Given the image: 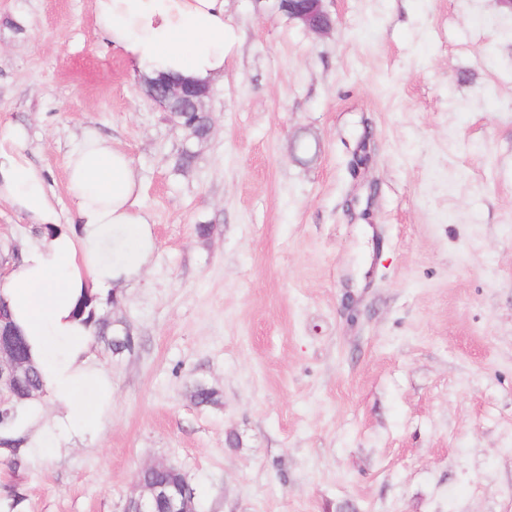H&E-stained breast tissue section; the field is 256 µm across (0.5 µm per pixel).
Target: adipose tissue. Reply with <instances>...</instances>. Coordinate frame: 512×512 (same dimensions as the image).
Returning a JSON list of instances; mask_svg holds the SVG:
<instances>
[{"label": "adipose tissue", "mask_w": 512, "mask_h": 512, "mask_svg": "<svg viewBox=\"0 0 512 512\" xmlns=\"http://www.w3.org/2000/svg\"><path fill=\"white\" fill-rule=\"evenodd\" d=\"M96 29L134 76H181L214 85L224 76V0H93ZM23 130H0V202L54 234L26 241L0 278V298L26 337L32 363L61 414L42 448L96 434L112 380L91 356V329L75 314L85 295L106 302L140 278L154 250L151 216L127 152L86 128L65 156L70 207L60 213L46 176L26 157Z\"/></svg>", "instance_id": "adipose-tissue-1"}]
</instances>
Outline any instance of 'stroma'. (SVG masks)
<instances>
[{
    "label": "stroma",
    "mask_w": 512,
    "mask_h": 512,
    "mask_svg": "<svg viewBox=\"0 0 512 512\" xmlns=\"http://www.w3.org/2000/svg\"><path fill=\"white\" fill-rule=\"evenodd\" d=\"M324 6L319 37L225 0L212 130L178 171L181 133L102 50L92 0H0V128L26 129L63 212L94 125L155 240L109 311L134 351H92L103 428L0 463V504L122 512L163 460L198 512H512V14Z\"/></svg>",
    "instance_id": "1"
}]
</instances>
